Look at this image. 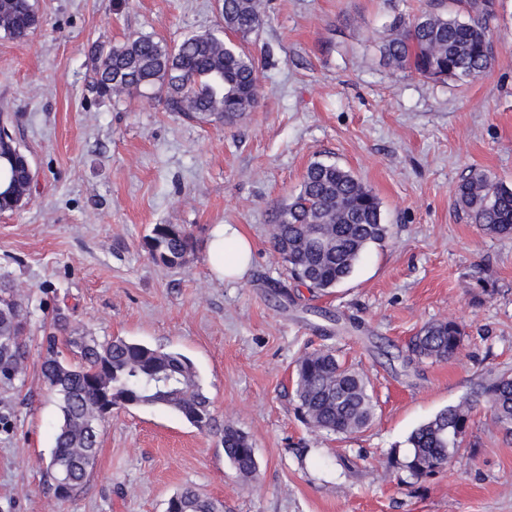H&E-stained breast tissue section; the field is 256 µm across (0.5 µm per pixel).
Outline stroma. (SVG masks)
<instances>
[{
    "mask_svg": "<svg viewBox=\"0 0 512 512\" xmlns=\"http://www.w3.org/2000/svg\"><path fill=\"white\" fill-rule=\"evenodd\" d=\"M427 0H267L244 48L259 61L258 105L237 123L167 111L157 91L99 97L90 48L133 33L175 45L222 23V0H33L21 39L0 31V122L31 160L23 203L0 212V282L27 309L29 357L0 384V512H166L191 487L224 512H512V435L474 405L466 447L416 480L392 448L476 385L512 373V236L483 234L455 205L480 168L512 186V0H498L495 59L480 78L433 82L382 53L395 12ZM353 170L389 234L327 293L292 280L271 247L276 205L308 164ZM157 224H181L194 252L151 258ZM237 224L254 263L234 283L209 274L207 232ZM72 328L188 357L211 401L199 429L160 408H114L95 466L59 498L46 466L58 409L41 374L57 310ZM461 324L443 362L404 361L427 323ZM328 348L363 373L371 425L348 438L300 422L293 370ZM246 433L256 472L224 455ZM224 455L233 467L243 476H249L256 471L257 463L253 444L242 431L228 426L222 437Z\"/></svg>",
    "mask_w": 512,
    "mask_h": 512,
    "instance_id": "1",
    "label": "stroma"
}]
</instances>
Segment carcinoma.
<instances>
[{"label": "carcinoma", "mask_w": 512, "mask_h": 512, "mask_svg": "<svg viewBox=\"0 0 512 512\" xmlns=\"http://www.w3.org/2000/svg\"><path fill=\"white\" fill-rule=\"evenodd\" d=\"M265 0H224L222 26L192 34L169 46L149 36L131 35L121 45H96L92 86L104 97L115 85L156 88L165 107L187 119L231 125L259 101V64L242 42L260 26ZM494 0H439L413 17L399 13L394 35L383 54L398 68L430 80L471 79L494 62L489 35L494 29ZM37 26L32 0H0V30L21 38ZM27 157L6 147L0 165L7 168L18 196L6 195L10 208L21 204L30 180ZM456 205L484 233L512 234V187L482 170L473 171L455 190ZM381 202L351 171L332 162L314 161L298 191L273 213L271 245L291 277L319 292L349 278L365 249L385 241ZM191 232L180 224H157L147 240L152 257L167 265L186 262L193 251ZM24 307L0 285V382L12 383L24 368ZM75 357L44 361L42 373L58 401L55 447L47 469L55 488L67 482L75 491L94 464L98 427L112 407L152 406L181 414L204 428L211 422V402L202 390L192 362L165 351L116 337L100 342L70 329L65 314L56 313L49 348L58 340ZM463 342L455 321L424 325L409 343L417 360L446 361ZM297 410L312 430L349 437L367 428L375 413L369 381L340 362L330 349H314L295 364ZM482 401L493 422L512 434V375L500 374L480 384L472 399L437 412L409 436L408 448L391 449V463L411 477H429L461 447L473 403ZM224 455L242 475L256 471L253 444L228 426L222 437ZM168 512H219V505L193 488L172 496Z\"/></svg>", "instance_id": "obj_1"}]
</instances>
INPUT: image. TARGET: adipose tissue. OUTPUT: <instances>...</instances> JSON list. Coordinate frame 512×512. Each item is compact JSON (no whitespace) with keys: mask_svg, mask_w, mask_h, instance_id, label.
<instances>
[{"mask_svg":"<svg viewBox=\"0 0 512 512\" xmlns=\"http://www.w3.org/2000/svg\"><path fill=\"white\" fill-rule=\"evenodd\" d=\"M254 261L250 239L235 224H214L209 228L207 264L210 274L222 281L241 279Z\"/></svg>","mask_w":512,"mask_h":512,"instance_id":"ef3b65f1","label":"adipose tissue"}]
</instances>
